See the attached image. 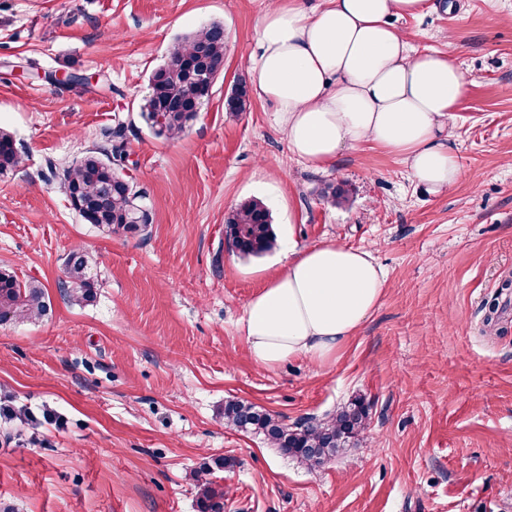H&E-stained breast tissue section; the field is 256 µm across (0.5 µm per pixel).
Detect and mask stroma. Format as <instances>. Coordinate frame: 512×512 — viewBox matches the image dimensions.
Listing matches in <instances>:
<instances>
[{
	"label": "stroma",
	"instance_id": "35a3bbf8",
	"mask_svg": "<svg viewBox=\"0 0 512 512\" xmlns=\"http://www.w3.org/2000/svg\"><path fill=\"white\" fill-rule=\"evenodd\" d=\"M265 4L0 0V131L22 157L0 174V267L51 302L0 325V502L14 512H197L195 475L217 456L235 462L224 512H512V0H430L398 22L413 46L453 53L466 81L448 127L461 177L441 193L371 145L307 169L260 98L225 112ZM213 21L226 60L209 107L155 137L139 112L149 75ZM68 73L79 82H55ZM119 118L153 214L141 235L83 223L54 174ZM326 181L349 202L320 201ZM247 198L266 202L280 240L336 241L382 266L377 309L333 362L247 357L246 305L284 262L226 247L224 215ZM75 249L95 274L84 304L60 291ZM357 397L365 431L316 469L224 423L232 398L291 425Z\"/></svg>",
	"mask_w": 512,
	"mask_h": 512
}]
</instances>
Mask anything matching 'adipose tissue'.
<instances>
[{
    "instance_id": "obj_1",
    "label": "adipose tissue",
    "mask_w": 512,
    "mask_h": 512,
    "mask_svg": "<svg viewBox=\"0 0 512 512\" xmlns=\"http://www.w3.org/2000/svg\"><path fill=\"white\" fill-rule=\"evenodd\" d=\"M429 0H269L251 75L292 157L323 172L344 149L402 155L434 191L458 181L448 126L465 91L452 53L418 50L396 21ZM285 267L247 305L242 330L262 367L306 356L330 362L372 314L386 279L370 252L336 242L285 245Z\"/></svg>"
}]
</instances>
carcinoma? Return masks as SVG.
Instances as JSON below:
<instances>
[{"instance_id":"cac0c4a2","label":"carcinoma","mask_w":512,"mask_h":512,"mask_svg":"<svg viewBox=\"0 0 512 512\" xmlns=\"http://www.w3.org/2000/svg\"><path fill=\"white\" fill-rule=\"evenodd\" d=\"M226 44L224 25L211 23L178 40L166 61L148 77L147 92L140 105L142 119L159 137L181 136L207 109L217 78L224 72ZM251 107L246 81L235 82L224 100L225 111L239 115ZM129 154L124 138V123L111 133V147L88 150L62 173V183L71 206L88 224L106 227L114 233H139L147 230L152 217L136 223V205L142 198L132 180L119 174ZM21 154L13 137L0 134V174L14 170ZM349 190L342 183L326 182L320 196L333 205L348 200ZM224 235L237 254L261 257L275 246L272 217L265 204L246 199L224 215ZM62 287L74 302L94 297L95 281L84 253L73 250L68 256ZM50 308L47 289L36 280L21 281L7 268L0 269V323L40 319ZM369 406L356 398L334 417L317 421L307 419L293 425L278 416L241 400L224 404V424L244 433L264 435L285 455L311 467H320L342 453L367 428ZM230 458L216 457L204 464L198 476V512H224V486L208 479L217 471L231 468Z\"/></svg>"}]
</instances>
